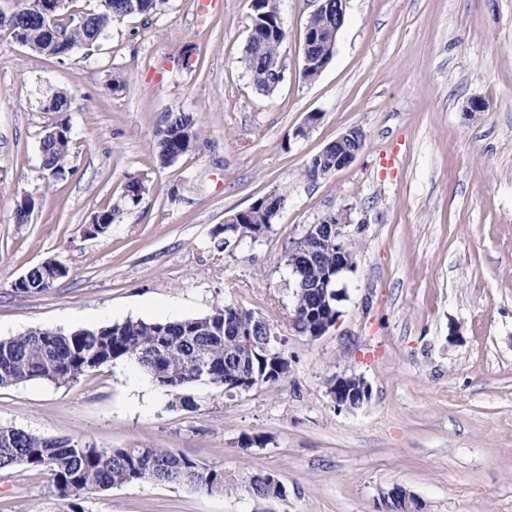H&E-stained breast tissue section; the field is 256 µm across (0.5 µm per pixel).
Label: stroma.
Returning <instances> with one entry per match:
<instances>
[{
    "label": "stroma",
    "instance_id": "stroma-1",
    "mask_svg": "<svg viewBox=\"0 0 512 512\" xmlns=\"http://www.w3.org/2000/svg\"><path fill=\"white\" fill-rule=\"evenodd\" d=\"M312 10L282 0L284 78L270 95L241 61L250 0H168L62 61L0 30V339L232 302L274 325L288 358L278 382L232 398L193 388L192 411L171 408V391L130 361L74 384L0 387V425L170 448L238 483L212 495L125 485L85 512H386L379 493L395 485L422 512H512V0H348L330 63L307 81ZM55 91L68 97L72 173L50 181L40 142L57 115L41 100ZM474 98L484 111H468ZM170 112L192 113L200 138L163 166ZM352 128L366 135L356 160L307 178L312 157ZM130 175L147 190L123 207ZM272 192L287 199L269 232L218 251L225 216ZM25 196L35 207L18 224ZM115 205L110 231L88 234ZM342 210L357 266L340 280L335 326L314 339L292 326L284 251ZM51 258L68 277L14 291ZM341 373L367 382L360 408L329 395ZM256 473L276 476L286 500L250 496ZM67 510L43 472L0 473V512Z\"/></svg>",
    "mask_w": 512,
    "mask_h": 512
}]
</instances>
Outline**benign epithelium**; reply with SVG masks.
I'll list each match as a JSON object with an SVG mask.
<instances>
[{
	"instance_id": "1",
	"label": "benign epithelium",
	"mask_w": 512,
	"mask_h": 512,
	"mask_svg": "<svg viewBox=\"0 0 512 512\" xmlns=\"http://www.w3.org/2000/svg\"><path fill=\"white\" fill-rule=\"evenodd\" d=\"M312 3L314 4L313 13L315 14L325 9L335 11L336 27L330 29L326 34L319 30L315 31L310 26L307 27L302 54L305 61L308 62V65H306L308 69L311 68L309 62L313 60L312 49L318 45L330 49L334 48L344 23L347 0H312ZM364 143L365 134L359 128H353L341 134L333 141V144L336 145V157H331L328 155V150L324 149L312 158L310 177L313 179L325 177L331 172L348 167L363 151ZM349 224H351L350 214L339 212L334 215V219L329 223L322 221L310 225L304 236L295 242L296 252L302 256L300 264L293 267V272L298 275V287L310 288L317 284L326 293L331 284V273L334 272L339 276L346 271L355 269L356 263L345 242V228ZM328 235H333L336 238V259L334 260L327 258L321 249L323 238ZM338 316L339 312L331 306L328 299L324 300V306L321 308L311 309L300 314V317L308 322V335L312 338L325 334L336 324ZM256 323L259 325L261 335L264 336L263 350L269 356L276 357L274 375L279 379L287 373L288 363L281 353L271 351V347L279 341L278 335L265 318L261 316L256 318ZM254 387L255 382L249 375L224 381V391L230 397L248 392ZM329 389L332 399L340 409L351 410L356 402L369 397V386L360 376L338 375L329 384Z\"/></svg>"
}]
</instances>
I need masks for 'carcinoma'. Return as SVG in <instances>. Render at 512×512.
<instances>
[{
	"instance_id": "1",
	"label": "carcinoma",
	"mask_w": 512,
	"mask_h": 512,
	"mask_svg": "<svg viewBox=\"0 0 512 512\" xmlns=\"http://www.w3.org/2000/svg\"><path fill=\"white\" fill-rule=\"evenodd\" d=\"M65 0L53 19L39 13V0H17L22 12L15 33L25 46L63 61L79 51L90 52L103 32L115 21L130 15L160 13L167 0ZM280 0H253L250 4L249 35L241 62L253 85L264 95L272 94L283 77L281 46L286 31L278 9ZM67 98L57 92L44 100V110L59 114L51 131L41 140L42 170L48 179L59 180L71 172L70 124L64 113ZM199 129L186 112L168 115L158 141V159L170 165L195 147ZM146 191L145 181L128 176L122 201L137 204ZM285 196L257 200L239 215V223L224 224V238L217 249L225 252L232 244H253L269 231ZM35 202L24 197L17 202L14 221L28 223ZM119 207L94 214L89 232L106 234ZM69 267L57 274L52 264L30 269L15 288L23 294H39L69 276ZM322 303L319 288L294 290V305L315 308ZM118 360L131 361L142 370L154 365L160 376L154 382L174 391L171 407L194 409L189 393L205 385L224 393V380L241 374L262 376L259 384H273L266 378L271 367L262 349L259 332L254 329L252 311H237L234 304L215 306L201 317L178 321L127 319L107 326L64 332L36 327L16 336L0 339V387L19 385L34 379L68 384ZM205 364L209 372H197ZM18 468L45 472L50 492L68 502L70 512H84L81 502L95 493L128 484H167L188 486L206 494L223 493L236 486L224 470L203 464L170 448L134 446L109 448L83 439L51 438L17 426H0V472Z\"/></svg>"
}]
</instances>
